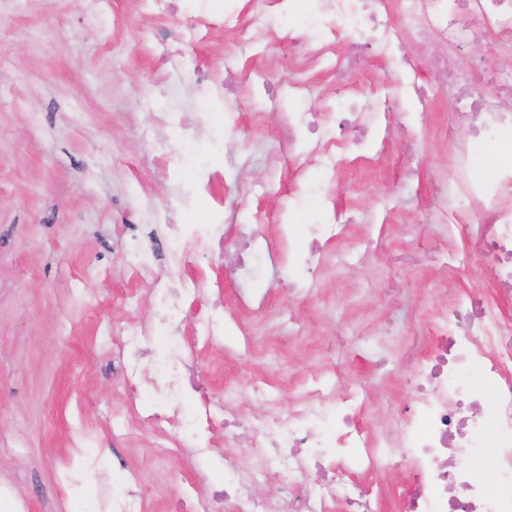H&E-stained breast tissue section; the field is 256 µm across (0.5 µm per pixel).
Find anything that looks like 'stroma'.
I'll list each match as a JSON object with an SVG mask.
<instances>
[{"instance_id": "1", "label": "stroma", "mask_w": 512, "mask_h": 512, "mask_svg": "<svg viewBox=\"0 0 512 512\" xmlns=\"http://www.w3.org/2000/svg\"><path fill=\"white\" fill-rule=\"evenodd\" d=\"M298 19L253 30L228 57L231 33L189 35L147 0H0V482L27 496L28 512H85L104 482L158 512L199 472L178 449L159 466V440L135 416L122 436L112 430L124 401L107 329L154 322L145 291L166 273L161 243L175 229L218 221L230 242L241 225L272 236L292 216L294 252L309 225L332 219L372 241L353 253L337 236L327 245L337 267L293 266L272 285L268 303L293 306L294 319H269L260 335L302 325L294 349L333 343L283 362L253 358L233 327L218 344L202 336L242 288L222 254L187 256L180 276L200 292L187 299L184 353L209 365L197 382L217 417L227 385L332 366L337 395L364 384L361 419L376 426L410 397L399 385L408 349L428 352L426 318L445 305V284L492 289L491 265L464 252L468 206L433 198L468 136L425 68L439 45L403 32L409 66L368 57L352 83L372 89L361 99L371 136L328 156L317 137L294 147L279 137L296 117L295 65L279 45ZM211 58L237 76L234 92L218 100L189 86L166 98L179 72ZM412 82L432 98H409Z\"/></svg>"}]
</instances>
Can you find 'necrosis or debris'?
I'll use <instances>...</instances> for the list:
<instances>
[{
	"label": "necrosis or debris",
	"instance_id": "1",
	"mask_svg": "<svg viewBox=\"0 0 512 512\" xmlns=\"http://www.w3.org/2000/svg\"><path fill=\"white\" fill-rule=\"evenodd\" d=\"M303 18L308 31L320 41L348 42L352 52L337 56L331 68L344 77L358 64L359 47L370 46L378 57H389L397 28L419 29L450 45H460L482 31H492L512 55V0H396L395 13L381 12L377 0H306ZM475 146L458 144L455 177L459 197L472 210L470 236L481 258L489 260L496 278L512 284V168L499 177H481L474 162ZM211 225L190 229L169 238L170 271H179L187 255L211 246ZM239 267L258 261L277 263L279 251L259 229L245 228L237 241ZM151 297L161 312L152 328L116 326L112 349L122 357L116 374L120 388L137 397L149 388L156 406L139 414L142 428L164 441L190 449L196 457L211 454V444L198 438L200 429H212L208 402L184 414L187 385L182 375L186 362L182 343L172 327L181 315L182 290L157 286ZM436 342L423 359H410L403 383L415 393L413 402L396 408L397 425L382 430L358 423L363 403L360 391L336 397V372L302 381L300 393L288 412L276 411L281 386L263 378L248 388L272 410L249 421L229 415L224 419V443L256 439L266 458L259 469L239 470L236 480L217 489L199 485L181 487L182 512H377L381 497L399 493L404 512H512V310L480 301L479 292L449 291L448 306L434 324ZM168 335L165 349H151L152 336ZM493 391L491 414L477 409L485 391ZM491 441L497 453L492 482L475 480L454 464L452 448H475ZM317 471L321 478L300 490H285L277 501L257 496L261 482L281 475L292 477ZM406 472L403 487H396L399 472ZM382 473V483L365 489L352 474Z\"/></svg>",
	"mask_w": 512,
	"mask_h": 512
}]
</instances>
